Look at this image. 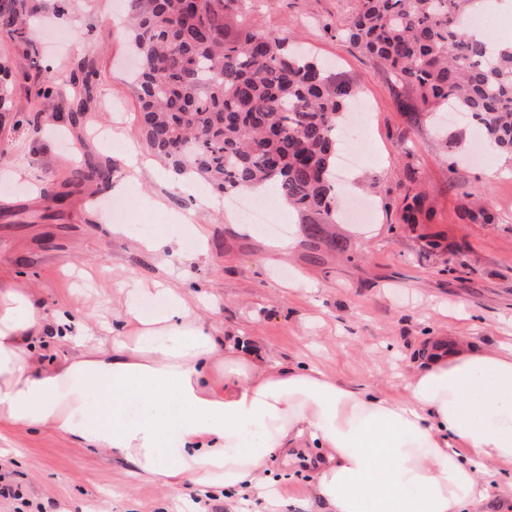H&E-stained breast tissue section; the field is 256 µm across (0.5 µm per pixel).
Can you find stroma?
Here are the masks:
<instances>
[{"mask_svg": "<svg viewBox=\"0 0 512 512\" xmlns=\"http://www.w3.org/2000/svg\"><path fill=\"white\" fill-rule=\"evenodd\" d=\"M37 30L30 45L0 35V57L15 76L14 110L23 125L0 136V277L32 288L48 313L64 311L93 324L117 320L119 290L128 280L165 275L199 294V310L225 337L277 360L313 363L339 380L392 395L432 336H462L494 345L512 336V162L487 150L482 160L456 161L447 135L477 136L467 122L439 134L429 120L411 124L414 89L398 83L376 60L332 31L353 0H250V27L291 36L360 92V160L348 175L347 196L369 200L370 223L346 216L335 232L343 251L312 247L298 217L275 210L284 229L269 233L244 223L223 196L188 178L172 186L170 172L151 161L131 176L116 149L94 133L125 134L145 145L135 122L138 102L125 72L133 64L122 17L129 0H76L68 22L55 24L53 0H27ZM100 76L85 96L80 126L69 109V82L80 59ZM62 75L51 98L34 84ZM122 191L81 194L47 217L45 194L83 167L88 149ZM419 196L418 223L406 207ZM167 212L151 209L154 197ZM195 209L191 223L171 224L168 212ZM486 209L493 223L471 215ZM111 223H103V215ZM125 225V235L112 227ZM166 225L185 260L162 264L140 250L139 237ZM9 451L0 472L11 489L0 512H230L223 492L188 488L179 495L137 479L124 464L81 448L50 430L4 429ZM313 470L298 462L268 481L281 512H303Z\"/></svg>", "mask_w": 512, "mask_h": 512, "instance_id": "35a3bbf8", "label": "stroma"}]
</instances>
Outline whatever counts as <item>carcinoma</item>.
<instances>
[{"label":"carcinoma","mask_w":512,"mask_h":512,"mask_svg":"<svg viewBox=\"0 0 512 512\" xmlns=\"http://www.w3.org/2000/svg\"><path fill=\"white\" fill-rule=\"evenodd\" d=\"M473 0H355L336 35L415 89L422 109L450 105L512 160V43L478 39L463 18ZM246 0H131L139 58L132 84L147 149L177 175L218 194L272 188L314 246L338 219L336 155L356 89L297 53L284 35L240 23L227 10ZM0 30L28 32L25 0H0ZM0 60V123L15 86Z\"/></svg>","instance_id":"carcinoma-1"}]
</instances>
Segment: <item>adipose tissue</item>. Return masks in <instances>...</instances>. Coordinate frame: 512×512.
Wrapping results in <instances>:
<instances>
[{"label": "adipose tissue", "mask_w": 512, "mask_h": 512, "mask_svg": "<svg viewBox=\"0 0 512 512\" xmlns=\"http://www.w3.org/2000/svg\"><path fill=\"white\" fill-rule=\"evenodd\" d=\"M120 307L117 325L52 320L0 279V427L64 434L172 494H254L265 512L271 467L300 448L318 457L309 512H490L512 473V342L454 341L392 398L243 350L164 279ZM47 336L91 342L46 364Z\"/></svg>", "instance_id": "1"}]
</instances>
